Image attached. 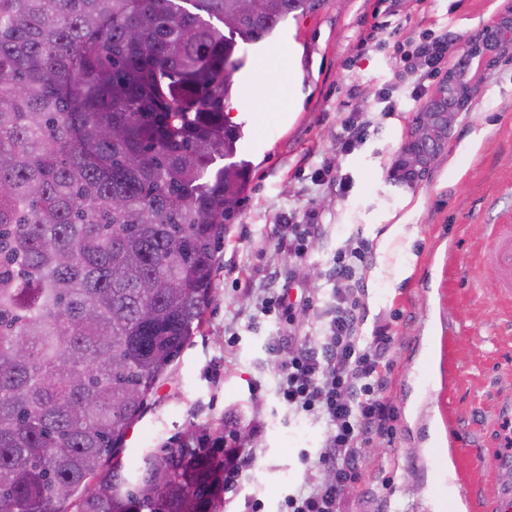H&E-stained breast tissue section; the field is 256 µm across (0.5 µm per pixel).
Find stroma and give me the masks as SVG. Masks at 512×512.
I'll return each mask as SVG.
<instances>
[{"instance_id": "35a3bbf8", "label": "stroma", "mask_w": 512, "mask_h": 512, "mask_svg": "<svg viewBox=\"0 0 512 512\" xmlns=\"http://www.w3.org/2000/svg\"><path fill=\"white\" fill-rule=\"evenodd\" d=\"M507 2L428 0L421 13L414 0H322L274 40L242 47L229 116L245 135L237 156L251 163L247 190L219 248L201 332L132 427L138 443L122 454L127 469L194 423L212 426L225 447L257 451L253 466L225 485L224 512H278L285 495L322 482L325 425L279 400L273 347L282 328L257 314L243 281L262 282L274 267L291 276L292 298L314 310L297 341H316L337 248L359 239L374 247L391 225L410 224L411 273L398 283L389 269L366 273L358 295L363 336L383 327L392 338L396 422L392 436L363 448L362 476L343 512H466L467 496L512 501V454L499 436L512 420V304L500 295L498 270L481 262L492 246L488 225H512V61L480 75L426 182L408 188L389 177L421 110L412 83L398 76L400 53L428 30L462 43ZM377 21L384 34L359 50V32ZM383 96L394 111L383 112ZM356 112L371 121L370 135L338 154L336 135ZM325 159L351 174L346 197L313 184ZM284 211L301 221L317 213L324 226L305 263L274 249ZM231 414L239 425L226 424ZM452 426L460 440L453 451Z\"/></svg>"}]
</instances>
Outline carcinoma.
<instances>
[{"label": "carcinoma", "instance_id": "cac0c4a2", "mask_svg": "<svg viewBox=\"0 0 512 512\" xmlns=\"http://www.w3.org/2000/svg\"><path fill=\"white\" fill-rule=\"evenodd\" d=\"M182 2L0 0V512L221 507L201 427L132 472L119 454L200 331L248 184L237 47L320 0Z\"/></svg>", "mask_w": 512, "mask_h": 512}]
</instances>
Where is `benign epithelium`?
I'll use <instances>...</instances> for the list:
<instances>
[{"instance_id": "1", "label": "benign epithelium", "mask_w": 512, "mask_h": 512, "mask_svg": "<svg viewBox=\"0 0 512 512\" xmlns=\"http://www.w3.org/2000/svg\"><path fill=\"white\" fill-rule=\"evenodd\" d=\"M506 57L512 59V4L506 5L460 45L455 65L437 83L411 125L390 169V178L409 188L427 179L448 145L455 116L471 100L475 78L480 71Z\"/></svg>"}]
</instances>
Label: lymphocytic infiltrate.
Here are the masks:
<instances>
[{
    "instance_id": "1",
    "label": "lymphocytic infiltrate",
    "mask_w": 512,
    "mask_h": 512,
    "mask_svg": "<svg viewBox=\"0 0 512 512\" xmlns=\"http://www.w3.org/2000/svg\"><path fill=\"white\" fill-rule=\"evenodd\" d=\"M455 51L447 38L418 43L406 59L407 73L437 76L453 63ZM279 252L294 262L305 261L322 227L293 223L278 216ZM369 245L365 241L338 249L326 274L332 303L321 315L315 345L289 353L280 364L277 393L290 409L325 422L327 432L319 460L331 473L319 485H302L285 497L281 512H342L345 493L358 478L362 448L377 435L391 433L395 410L386 392L392 365L391 339L378 331L371 344L360 332L357 295L363 285ZM290 278L270 270L259 298L263 316L296 324L297 309L287 301Z\"/></svg>"
}]
</instances>
